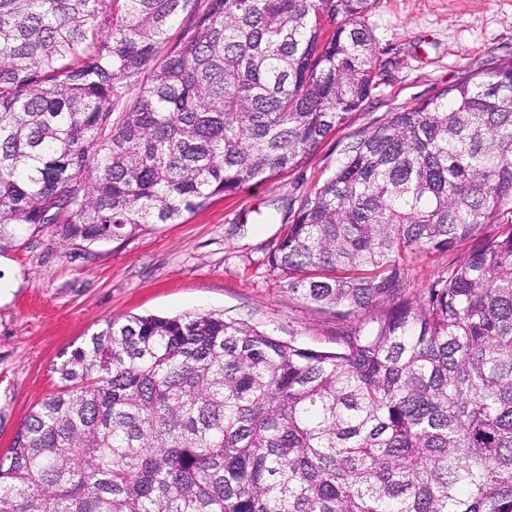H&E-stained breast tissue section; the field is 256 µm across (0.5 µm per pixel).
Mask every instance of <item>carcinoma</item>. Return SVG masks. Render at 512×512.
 <instances>
[{
    "mask_svg": "<svg viewBox=\"0 0 512 512\" xmlns=\"http://www.w3.org/2000/svg\"><path fill=\"white\" fill-rule=\"evenodd\" d=\"M373 2L0 0V253L299 167L384 76ZM462 242L404 296V256ZM269 263L321 308L398 302L336 352L214 314L107 321L18 430L0 512H512V61L351 144Z\"/></svg>",
    "mask_w": 512,
    "mask_h": 512,
    "instance_id": "cac0c4a2",
    "label": "carcinoma"
}]
</instances>
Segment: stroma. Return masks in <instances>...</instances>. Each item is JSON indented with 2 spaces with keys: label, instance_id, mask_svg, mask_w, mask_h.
<instances>
[{
  "label": "stroma",
  "instance_id": "1",
  "mask_svg": "<svg viewBox=\"0 0 512 512\" xmlns=\"http://www.w3.org/2000/svg\"><path fill=\"white\" fill-rule=\"evenodd\" d=\"M387 73L363 109L290 173L254 182L177 224L121 239L62 243L23 232L0 254V459L26 415L57 390L63 352L108 320L216 313L303 347L333 351L340 330L371 325L383 306L348 315L289 293L268 263L301 202L348 146L390 112L512 60V0H376L365 18ZM456 250L406 257L410 294L446 273Z\"/></svg>",
  "mask_w": 512,
  "mask_h": 512
}]
</instances>
